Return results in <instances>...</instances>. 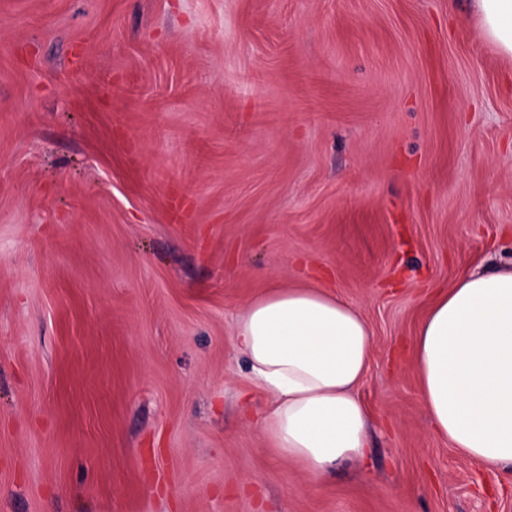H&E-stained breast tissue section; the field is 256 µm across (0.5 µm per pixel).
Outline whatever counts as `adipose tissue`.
Here are the masks:
<instances>
[{"instance_id": "ef3b65f1", "label": "adipose tissue", "mask_w": 512, "mask_h": 512, "mask_svg": "<svg viewBox=\"0 0 512 512\" xmlns=\"http://www.w3.org/2000/svg\"><path fill=\"white\" fill-rule=\"evenodd\" d=\"M484 37L512 57V0H468ZM234 341L266 396L273 448L322 478L363 457L368 413L356 391L371 332L349 301L322 288H272L238 314ZM434 432L491 471L512 466V264L464 271L437 294L414 345Z\"/></svg>"}]
</instances>
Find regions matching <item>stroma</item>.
Segmentation results:
<instances>
[{
  "label": "stroma",
  "mask_w": 512,
  "mask_h": 512,
  "mask_svg": "<svg viewBox=\"0 0 512 512\" xmlns=\"http://www.w3.org/2000/svg\"><path fill=\"white\" fill-rule=\"evenodd\" d=\"M512 259V57L465 0H0V512H512L432 430L435 293ZM371 330L310 478L233 342L269 288Z\"/></svg>",
  "instance_id": "stroma-1"
}]
</instances>
